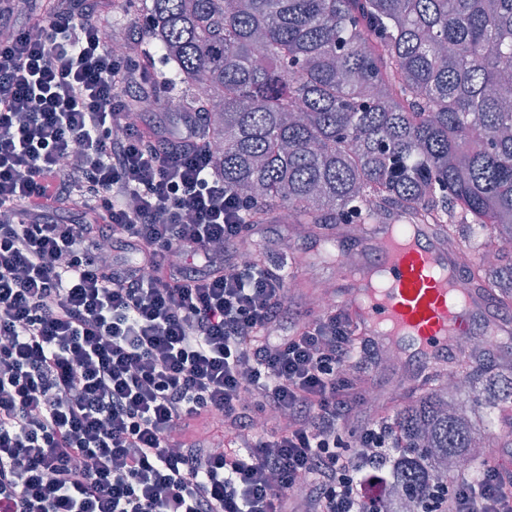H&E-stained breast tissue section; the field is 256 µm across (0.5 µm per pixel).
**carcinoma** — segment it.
<instances>
[{"label": "carcinoma", "mask_w": 512, "mask_h": 512, "mask_svg": "<svg viewBox=\"0 0 512 512\" xmlns=\"http://www.w3.org/2000/svg\"><path fill=\"white\" fill-rule=\"evenodd\" d=\"M150 17L133 68L162 56L192 93L240 223L291 218L328 242L401 214L461 252L512 310V0H124ZM512 414V372L431 369L400 406L416 455L393 461L385 512L410 483L457 476L491 437L474 402Z\"/></svg>", "instance_id": "carcinoma-1"}]
</instances>
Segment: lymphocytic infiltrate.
<instances>
[{"instance_id": "1", "label": "lymphocytic infiltrate", "mask_w": 512, "mask_h": 512, "mask_svg": "<svg viewBox=\"0 0 512 512\" xmlns=\"http://www.w3.org/2000/svg\"><path fill=\"white\" fill-rule=\"evenodd\" d=\"M0 29V512H384L413 447L399 414L350 426L380 353L335 306L275 335L206 113L130 112L146 77L92 7L0 0ZM411 497L512 512V471Z\"/></svg>"}]
</instances>
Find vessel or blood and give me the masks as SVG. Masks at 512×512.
<instances>
[{"label":"vessel or blood","instance_id":"vessel-or-blood-1","mask_svg":"<svg viewBox=\"0 0 512 512\" xmlns=\"http://www.w3.org/2000/svg\"><path fill=\"white\" fill-rule=\"evenodd\" d=\"M360 254L384 266L382 284L347 313L360 335L387 332L412 362L457 365L455 339L472 332L487 298L463 273V258L426 224L399 218L372 225Z\"/></svg>","mask_w":512,"mask_h":512}]
</instances>
